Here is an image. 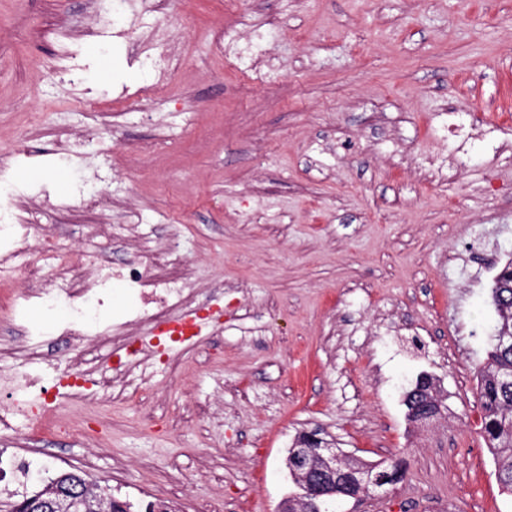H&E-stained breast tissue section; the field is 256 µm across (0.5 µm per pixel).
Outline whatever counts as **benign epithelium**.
Listing matches in <instances>:
<instances>
[{
	"mask_svg": "<svg viewBox=\"0 0 512 512\" xmlns=\"http://www.w3.org/2000/svg\"><path fill=\"white\" fill-rule=\"evenodd\" d=\"M430 386L433 396H438L436 378L428 373L419 376L412 389L406 392L404 401L414 393ZM293 472L306 488L305 498L298 504L301 512H319L318 501L325 495L340 494L345 499L360 501L375 496L379 484L365 476L358 480L346 477L341 456L331 442L316 435L310 438V447L293 449ZM89 486L76 482L68 488L39 492L33 501L37 512H83Z\"/></svg>",
	"mask_w": 512,
	"mask_h": 512,
	"instance_id": "7a95c632",
	"label": "benign epithelium"
}]
</instances>
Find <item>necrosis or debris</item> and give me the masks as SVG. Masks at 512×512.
<instances>
[{
    "instance_id": "necrosis-or-debris-1",
    "label": "necrosis or debris",
    "mask_w": 512,
    "mask_h": 512,
    "mask_svg": "<svg viewBox=\"0 0 512 512\" xmlns=\"http://www.w3.org/2000/svg\"><path fill=\"white\" fill-rule=\"evenodd\" d=\"M20 199L7 173L1 172L0 274L17 277L18 282L0 289V319L21 328L23 344L16 349L0 343V359L20 358L16 376L26 389L36 392L39 405L33 413L23 401L1 404L0 442L70 432L50 392L61 375L70 376L69 395L80 402L91 386L111 399L130 397L151 386L153 374L139 372L138 365L153 356V345L149 336L139 335V327H150L186 350L198 343L201 319L192 307L190 265L178 247L145 245L116 265L101 249L68 250L42 225V202L30 206L25 216H17ZM116 287L132 294L138 307L108 324L99 311ZM47 306L65 310L52 328L28 321L31 308ZM45 341L69 343L75 350L48 359L40 350ZM89 341L112 343L115 358L109 370L88 368L85 344Z\"/></svg>"
}]
</instances>
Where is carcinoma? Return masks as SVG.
Masks as SVG:
<instances>
[{"mask_svg": "<svg viewBox=\"0 0 512 512\" xmlns=\"http://www.w3.org/2000/svg\"><path fill=\"white\" fill-rule=\"evenodd\" d=\"M512 258H508L493 278L489 291L491 303L497 313L493 327L490 348L486 358L478 368L476 379L478 401L481 410L480 429L482 436L491 449L495 474L501 488L512 493V386L505 387L503 377L512 373V351H504L497 345L495 335H512ZM432 397L426 391L415 407L413 417L409 421L420 424L433 414L428 404ZM347 470L361 477L365 473L392 485L404 475L406 461L402 458L387 468H379L377 464H369L357 459H346Z\"/></svg>", "mask_w": 512, "mask_h": 512, "instance_id": "cac0c4a2", "label": "carcinoma"}]
</instances>
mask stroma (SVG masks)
Instances as JSON below:
<instances>
[{"mask_svg": "<svg viewBox=\"0 0 512 512\" xmlns=\"http://www.w3.org/2000/svg\"><path fill=\"white\" fill-rule=\"evenodd\" d=\"M92 0H0V156L34 161L15 186L111 204L43 218L76 250L177 237L202 348L153 389L101 406L57 400L104 434L31 444L51 475L174 512H277L288 448L319 429L368 462L404 458L388 493L336 512H512L480 431L474 371L497 314L488 290L512 255V0H169L105 26ZM254 29L275 60L266 86L215 54L209 33ZM183 66L141 101L145 55ZM488 124L465 141L444 110ZM452 157L430 176L426 160ZM434 375L447 410L406 418Z\"/></svg>", "mask_w": 512, "mask_h": 512, "instance_id": "stroma-1", "label": "stroma"}]
</instances>
